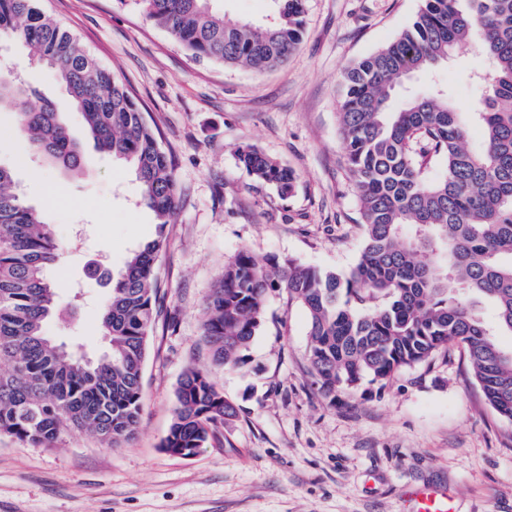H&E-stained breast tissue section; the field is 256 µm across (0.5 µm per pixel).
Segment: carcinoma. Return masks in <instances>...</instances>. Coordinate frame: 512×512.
Returning <instances> with one entry per match:
<instances>
[{
    "instance_id": "cac0c4a2",
    "label": "carcinoma",
    "mask_w": 512,
    "mask_h": 512,
    "mask_svg": "<svg viewBox=\"0 0 512 512\" xmlns=\"http://www.w3.org/2000/svg\"><path fill=\"white\" fill-rule=\"evenodd\" d=\"M212 0H137L145 16L192 56L224 66L274 69L304 34L305 0H272L273 21L232 24ZM25 43L83 116L99 151L129 165L140 202L158 219L154 239L131 251L100 305L106 350L77 357L46 333L72 319L48 270L63 244L41 212L0 166V435L52 448L68 432L89 431L109 448L135 436L144 402L142 369L156 324V265L177 216L175 164L127 88L76 37L45 16L36 0H0V37ZM474 45L487 67L475 75L487 95L470 106L483 137L441 87L391 106L396 87L431 72L458 47ZM13 74L0 75V103L21 106L19 130L47 158L78 169L83 160L62 112ZM339 124L357 195L364 242L348 274L276 254L239 250L210 289L201 341L215 368L240 369L279 291L308 315L307 360L331 401L366 385L385 387L398 373L464 349L485 402L512 424V0H421L411 25L348 66L341 76ZM256 182L285 197L295 172L253 145L236 151ZM433 161L443 165L432 181ZM235 410L209 370L189 366L176 391L165 448H202Z\"/></svg>"
}]
</instances>
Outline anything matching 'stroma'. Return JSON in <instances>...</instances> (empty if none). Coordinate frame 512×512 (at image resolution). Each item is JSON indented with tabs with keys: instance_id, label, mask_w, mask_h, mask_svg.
I'll use <instances>...</instances> for the list:
<instances>
[{
	"instance_id": "35a3bbf8",
	"label": "stroma",
	"mask_w": 512,
	"mask_h": 512,
	"mask_svg": "<svg viewBox=\"0 0 512 512\" xmlns=\"http://www.w3.org/2000/svg\"><path fill=\"white\" fill-rule=\"evenodd\" d=\"M37 5L133 91L175 157L179 211L157 272L159 309L177 327L149 339L144 412L124 447L88 432L52 448L0 436V512H412L407 494L422 485L446 491L456 512H512V425L485 403L461 348L332 403L309 373L306 312L279 292L245 366L213 373L236 416L193 456L162 448L183 371L209 364L199 345L204 301L238 250L339 273L357 262L364 228L339 130L340 76L406 28L421 0H307L300 45L261 73L194 58L132 0ZM484 65L463 46L395 100L435 81L468 107L483 95L473 75ZM9 72L46 98H64L49 70L29 64L23 43L5 38L0 73ZM18 112L0 104V164L59 239L80 233L78 249L51 271L61 304L79 301L80 314L46 331L94 357L104 348L98 303L106 289L87 267L103 256L121 270L154 235L155 215L139 204L134 173L92 141L83 143V171L49 164L19 132ZM244 143L296 172L292 195L238 166Z\"/></svg>"
}]
</instances>
